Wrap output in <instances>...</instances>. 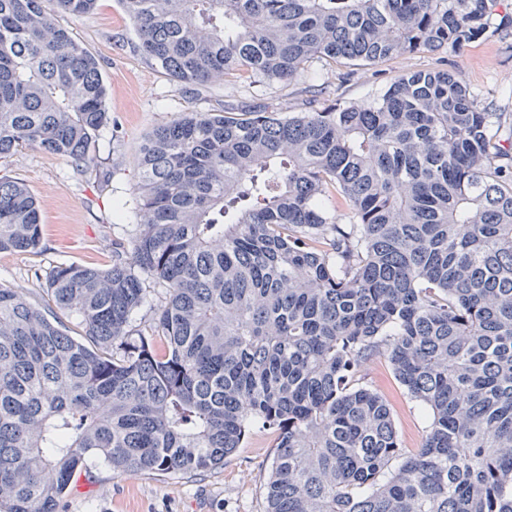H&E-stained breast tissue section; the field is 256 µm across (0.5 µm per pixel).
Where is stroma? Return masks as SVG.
<instances>
[{"instance_id":"1","label":"stroma","mask_w":512,"mask_h":512,"mask_svg":"<svg viewBox=\"0 0 512 512\" xmlns=\"http://www.w3.org/2000/svg\"><path fill=\"white\" fill-rule=\"evenodd\" d=\"M512 0H496L495 32L456 51L406 53L373 67L312 63L311 76L288 83L227 79L211 89L186 87L170 79L138 50V38L118 0H98L84 17L57 15L74 39L97 57L109 90L107 107L114 133L92 143L94 164L76 170L61 157L39 148L22 149L0 162V176L25 183L41 209L39 249L0 252V286L41 302L51 272L76 264L108 268L116 247L128 244L133 227L116 220L117 201L135 199L139 150L156 126L182 112H221L255 106L283 113L308 112L337 102H371L386 86L412 70H460L475 99L494 111L512 113ZM368 385L393 404V418L405 447H420L429 421L427 409L410 399L389 363L374 358L364 368ZM273 456L268 431L255 428L222 467L195 475L129 473L114 476L94 469L84 491L69 489L65 512H265V483Z\"/></svg>"}]
</instances>
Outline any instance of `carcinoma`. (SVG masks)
<instances>
[{
	"instance_id": "carcinoma-1",
	"label": "carcinoma",
	"mask_w": 512,
	"mask_h": 512,
	"mask_svg": "<svg viewBox=\"0 0 512 512\" xmlns=\"http://www.w3.org/2000/svg\"><path fill=\"white\" fill-rule=\"evenodd\" d=\"M118 2L146 59L205 86L459 48L495 0ZM96 5L0 0L1 162L94 163L107 87L54 15ZM138 169L130 247L46 288L81 338L0 286V512H62L99 466L214 469L255 426L265 512H512L511 112L417 70L366 106L180 113ZM41 244L35 195L0 177V252ZM156 285L147 335L131 316ZM379 356L430 409L414 450L364 381Z\"/></svg>"
}]
</instances>
